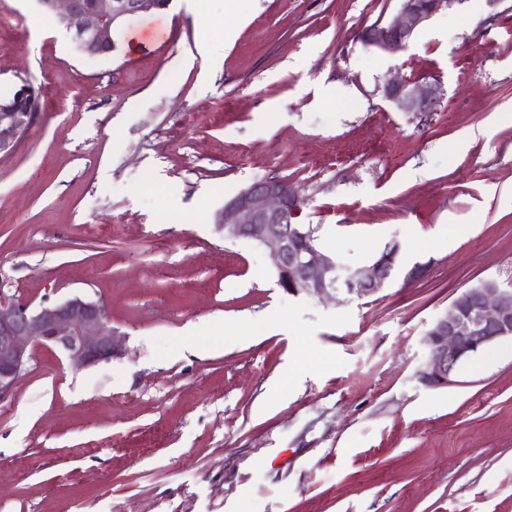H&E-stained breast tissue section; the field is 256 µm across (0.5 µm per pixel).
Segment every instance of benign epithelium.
<instances>
[{
  "instance_id": "benign-epithelium-1",
  "label": "benign epithelium",
  "mask_w": 512,
  "mask_h": 512,
  "mask_svg": "<svg viewBox=\"0 0 512 512\" xmlns=\"http://www.w3.org/2000/svg\"><path fill=\"white\" fill-rule=\"evenodd\" d=\"M38 13L55 18L58 28L80 54L99 57L112 52V31L124 18L168 7L171 0H33ZM453 0H401L398 15L367 33V41L396 52L414 31ZM399 111L434 110L442 88L437 82L395 78L379 87ZM36 90L22 83L0 98V155L12 152L38 112ZM302 198L278 178L255 182L224 202L216 225L224 236L243 239L270 251L278 283L288 293L335 299L375 294L391 278L399 254L388 244L372 264L341 265L308 240L310 225L299 221ZM512 338V289L494 281L468 288L451 303L426 333L428 358L420 371L427 386L448 384L451 375L480 350ZM36 347L57 348L74 368L112 360L120 341L104 305L84 295L38 308L0 292V401L13 397Z\"/></svg>"
}]
</instances>
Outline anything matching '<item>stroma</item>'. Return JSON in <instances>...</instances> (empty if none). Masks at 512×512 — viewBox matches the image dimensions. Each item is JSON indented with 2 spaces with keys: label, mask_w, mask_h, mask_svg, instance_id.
<instances>
[{
  "label": "stroma",
  "mask_w": 512,
  "mask_h": 512,
  "mask_svg": "<svg viewBox=\"0 0 512 512\" xmlns=\"http://www.w3.org/2000/svg\"><path fill=\"white\" fill-rule=\"evenodd\" d=\"M205 6L212 29L173 0L87 57L0 0V96L40 94L0 155V292L90 296L122 340L80 370L36 350L0 402V512H512V339L419 379L458 295L512 288V0H453L394 53L365 35L400 0ZM395 76L440 83L434 110L383 99ZM269 177L323 251L394 243L398 273L286 292L214 224Z\"/></svg>",
  "instance_id": "stroma-1"
}]
</instances>
